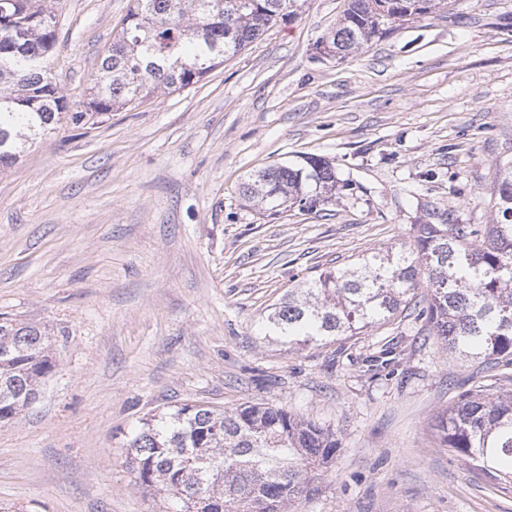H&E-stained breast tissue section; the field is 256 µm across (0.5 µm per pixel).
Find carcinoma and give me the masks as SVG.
Masks as SVG:
<instances>
[{
	"label": "carcinoma",
	"instance_id": "obj_1",
	"mask_svg": "<svg viewBox=\"0 0 512 512\" xmlns=\"http://www.w3.org/2000/svg\"><path fill=\"white\" fill-rule=\"evenodd\" d=\"M101 57L83 110L71 111L52 81L56 15L47 0H0V171L67 116L94 126L159 89L202 78L289 15L294 0H134ZM436 0H347L336 26L316 42L344 59L396 22L432 12ZM495 224L413 225L412 239L364 255L288 289L264 319V336L288 347L331 342L384 324L414 307L449 357L481 371L512 365V164L496 173ZM336 168L305 157L248 177L251 207L311 209L336 190ZM427 288L423 299L416 291ZM54 368L47 333L0 318V423L14 420ZM441 445L498 485L512 488V393L483 386L443 414ZM341 448L336 431L286 406L233 409L185 404L139 422L127 443L141 487L177 503L175 512H288L319 494Z\"/></svg>",
	"mask_w": 512,
	"mask_h": 512
}]
</instances>
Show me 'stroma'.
I'll return each mask as SVG.
<instances>
[{
	"label": "stroma",
	"instance_id": "obj_1",
	"mask_svg": "<svg viewBox=\"0 0 512 512\" xmlns=\"http://www.w3.org/2000/svg\"><path fill=\"white\" fill-rule=\"evenodd\" d=\"M345 4L298 0L196 84L63 123L0 172V314L45 327L54 361L0 423V512H168L126 441L186 403L285 405L336 431L321 492L290 512H512V490L437 430L464 390L512 392V365L455 361L412 315L293 350L263 334L289 288L431 215L494 223L512 162V0H447L355 55L317 54ZM131 5L55 0L70 108ZM304 156L346 189L311 210L249 206L250 173Z\"/></svg>",
	"mask_w": 512,
	"mask_h": 512
}]
</instances>
